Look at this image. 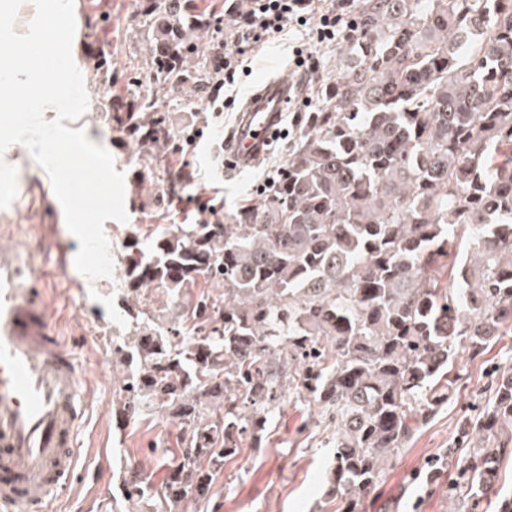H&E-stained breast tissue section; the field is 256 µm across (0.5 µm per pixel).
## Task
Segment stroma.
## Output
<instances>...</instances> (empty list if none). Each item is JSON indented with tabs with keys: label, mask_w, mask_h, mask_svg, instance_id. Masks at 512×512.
Here are the masks:
<instances>
[{
	"label": "stroma",
	"mask_w": 512,
	"mask_h": 512,
	"mask_svg": "<svg viewBox=\"0 0 512 512\" xmlns=\"http://www.w3.org/2000/svg\"><path fill=\"white\" fill-rule=\"evenodd\" d=\"M137 0H74L77 23L74 61L89 96L86 112L72 121L90 141L106 148L125 175L129 220L106 221L113 260L111 277L94 281L77 272L72 259L79 243L65 225L50 178L21 145L4 154L16 168L17 195L0 210V246L15 249L33 288L43 291L48 313L73 341L87 418L78 436L80 479L49 501L45 512H158L156 497L127 502L124 484L130 467L148 474L160 488L172 473L181 428L159 412L128 415L124 386L135 369L123 349L131 343L137 312L122 286L126 257L150 253L155 238L184 224L224 217L242 203L255 202L258 189L273 182L288 156L297 117L323 100L313 73L292 64L288 41L269 37L262 51L250 54L234 74L238 94L224 102V125L232 127L241 94L263 74L290 80L296 92L285 115V132L270 154L250 172L216 183L207 166L218 132L204 109L208 87L190 80L182 88L159 83L150 71L152 33L142 21ZM136 106L146 122L161 112L175 146L143 145L126 130V115L111 111V99ZM153 102V110L142 102ZM200 129L195 145L186 135ZM461 386L404 448L384 464L365 512H452L448 487L456 481L468 448L456 442L463 415L475 414L493 397L497 372L512 370V335L502 337L485 355L459 354ZM333 429L307 403L283 398L269 415L260 440L244 438L239 452L225 460L207 496L186 512H337L327 481Z\"/></svg>",
	"instance_id": "1"
}]
</instances>
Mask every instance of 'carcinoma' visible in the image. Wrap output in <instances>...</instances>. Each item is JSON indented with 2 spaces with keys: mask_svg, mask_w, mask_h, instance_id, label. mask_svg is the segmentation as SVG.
<instances>
[{
  "mask_svg": "<svg viewBox=\"0 0 512 512\" xmlns=\"http://www.w3.org/2000/svg\"><path fill=\"white\" fill-rule=\"evenodd\" d=\"M141 15L157 81L203 70L195 33L213 17L198 0H141ZM344 49L258 204L128 258L135 301L149 282L172 303L164 333L133 331L123 403L182 427L158 491L169 510L204 496L288 392L335 424L331 489L339 512H363L383 464L456 392L459 350L482 356L512 328V0H361ZM145 128L172 142L165 118ZM474 437L464 512L512 458V374L462 419L458 441ZM150 489L136 471L125 495Z\"/></svg>",
  "mask_w": 512,
  "mask_h": 512,
  "instance_id": "cac0c4a2",
  "label": "carcinoma"
}]
</instances>
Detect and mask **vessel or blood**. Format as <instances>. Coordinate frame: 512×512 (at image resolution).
Returning a JSON list of instances; mask_svg holds the SVG:
<instances>
[{
    "label": "vessel or blood",
    "mask_w": 512,
    "mask_h": 512,
    "mask_svg": "<svg viewBox=\"0 0 512 512\" xmlns=\"http://www.w3.org/2000/svg\"><path fill=\"white\" fill-rule=\"evenodd\" d=\"M295 91L282 78L255 84L224 139L225 170L253 168L269 153ZM84 414L73 352L16 252L0 248V512H44L73 479Z\"/></svg>",
    "instance_id": "vessel-or-blood-1"
}]
</instances>
